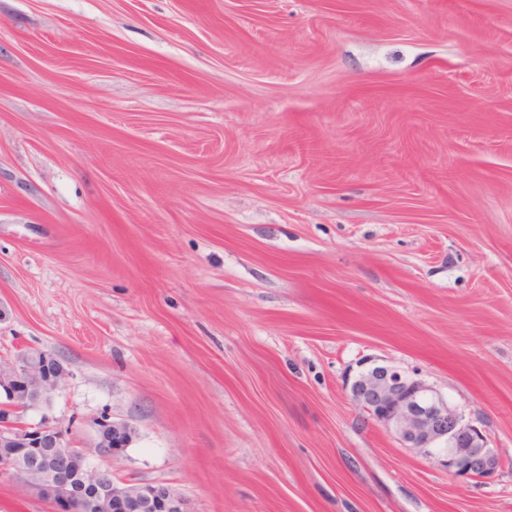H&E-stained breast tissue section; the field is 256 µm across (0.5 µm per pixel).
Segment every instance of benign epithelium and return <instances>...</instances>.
Segmentation results:
<instances>
[{
    "instance_id": "obj_1",
    "label": "benign epithelium",
    "mask_w": 512,
    "mask_h": 512,
    "mask_svg": "<svg viewBox=\"0 0 512 512\" xmlns=\"http://www.w3.org/2000/svg\"><path fill=\"white\" fill-rule=\"evenodd\" d=\"M69 373L56 354L26 348L0 358V479L35 493L58 512H186L183 499L164 484H117L109 462L127 448L133 426L102 415L92 421L94 450L80 448L67 428L42 414ZM354 400L405 448L437 459L456 476L481 480L501 467L488 438L425 383L390 366H376L351 386Z\"/></svg>"
}]
</instances>
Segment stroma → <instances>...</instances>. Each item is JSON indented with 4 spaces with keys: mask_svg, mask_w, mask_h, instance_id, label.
Returning <instances> with one entry per match:
<instances>
[{
    "mask_svg": "<svg viewBox=\"0 0 512 512\" xmlns=\"http://www.w3.org/2000/svg\"><path fill=\"white\" fill-rule=\"evenodd\" d=\"M1 304L187 512H512V0H0ZM377 365L501 469L402 447ZM354 400L405 448L437 459L456 476L481 480L502 465L488 438L429 386L390 366H376L351 386Z\"/></svg>",
    "mask_w": 512,
    "mask_h": 512,
    "instance_id": "stroma-1",
    "label": "stroma"
}]
</instances>
